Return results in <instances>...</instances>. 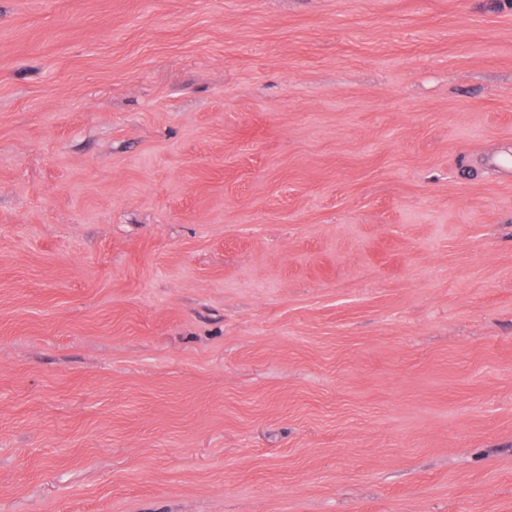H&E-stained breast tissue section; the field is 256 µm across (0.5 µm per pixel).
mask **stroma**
<instances>
[{
	"mask_svg": "<svg viewBox=\"0 0 512 512\" xmlns=\"http://www.w3.org/2000/svg\"><path fill=\"white\" fill-rule=\"evenodd\" d=\"M0 512H512V0H0Z\"/></svg>",
	"mask_w": 512,
	"mask_h": 512,
	"instance_id": "35a3bbf8",
	"label": "stroma"
}]
</instances>
